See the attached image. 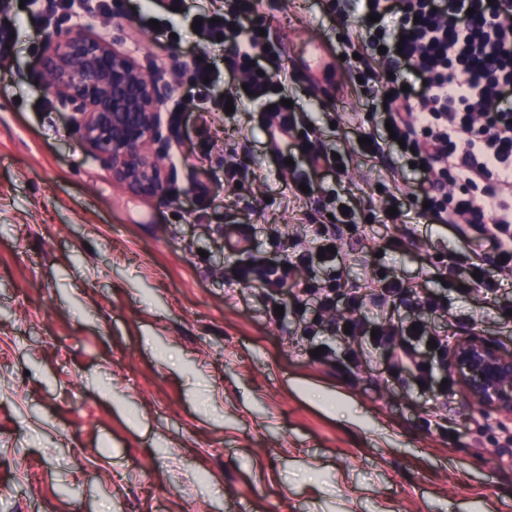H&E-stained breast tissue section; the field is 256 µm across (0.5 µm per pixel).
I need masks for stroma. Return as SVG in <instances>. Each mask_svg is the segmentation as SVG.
Listing matches in <instances>:
<instances>
[{
	"label": "stroma",
	"instance_id": "1",
	"mask_svg": "<svg viewBox=\"0 0 512 512\" xmlns=\"http://www.w3.org/2000/svg\"><path fill=\"white\" fill-rule=\"evenodd\" d=\"M139 4L91 0L86 22L145 70L186 64L167 104L180 111L177 177L161 199L118 183L46 93L39 61L59 9L12 0L4 16L15 43L0 64V512H512V423L472 404L453 369L436 371L443 396L391 376L386 347L350 368L321 363L313 348L350 345L305 335L312 301L285 288L273 319L254 284L224 280L255 257L294 261L317 225L352 224L335 265L298 266L301 283L339 269L371 321L512 343V269L489 258L488 285L442 278L449 254L484 253L481 232L419 219L412 179L363 156L351 115L374 85L336 57L348 24L330 0H257L281 56L273 95L344 166L299 158L286 172L261 104L232 117L215 107L243 92L224 47L190 17L159 37ZM202 54L213 74L198 87ZM295 176L312 196L295 195ZM391 201L403 222L383 223ZM381 275L447 297V317L379 304L366 280Z\"/></svg>",
	"mask_w": 512,
	"mask_h": 512
}]
</instances>
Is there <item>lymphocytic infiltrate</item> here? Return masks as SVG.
<instances>
[{
	"label": "lymphocytic infiltrate",
	"instance_id": "f902f5d3",
	"mask_svg": "<svg viewBox=\"0 0 512 512\" xmlns=\"http://www.w3.org/2000/svg\"><path fill=\"white\" fill-rule=\"evenodd\" d=\"M504 0H352L341 20H352L357 39L344 51L349 68L368 78L383 77L370 105L372 116L390 123L391 132L369 133L365 156L380 161L399 157L411 164L414 200L422 217L452 227L478 224L502 265L512 264V17ZM208 41L232 43L226 62L231 75H243L247 99L269 101L268 127L292 133V149L308 160L335 168V157L313 149V130L296 132L293 107L270 92L279 68L255 0H228L218 22L197 16ZM244 99V100H247ZM244 100L234 99V108ZM459 187L448 194L447 182ZM259 278L267 308L278 305L289 272L274 260L230 267L224 279L244 284ZM317 299L320 314L306 328L315 336L325 327L361 336L366 346H395L394 368L416 372L431 383L427 353L448 363V340L425 322L414 325L371 323L359 314L357 295H343L337 281L305 286ZM346 300L347 320L328 323L326 313Z\"/></svg>",
	"mask_w": 512,
	"mask_h": 512
}]
</instances>
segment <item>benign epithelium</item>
<instances>
[{
    "instance_id": "1",
    "label": "benign epithelium",
    "mask_w": 512,
    "mask_h": 512,
    "mask_svg": "<svg viewBox=\"0 0 512 512\" xmlns=\"http://www.w3.org/2000/svg\"><path fill=\"white\" fill-rule=\"evenodd\" d=\"M13 29L0 24V61L14 45ZM56 106L71 112L81 146L97 153L134 194L161 198L176 169L166 165L172 123L161 108L173 96L178 72L143 69L106 38L74 26H55L40 59ZM448 365L469 399L486 412L512 418V348L466 331L457 337Z\"/></svg>"
}]
</instances>
